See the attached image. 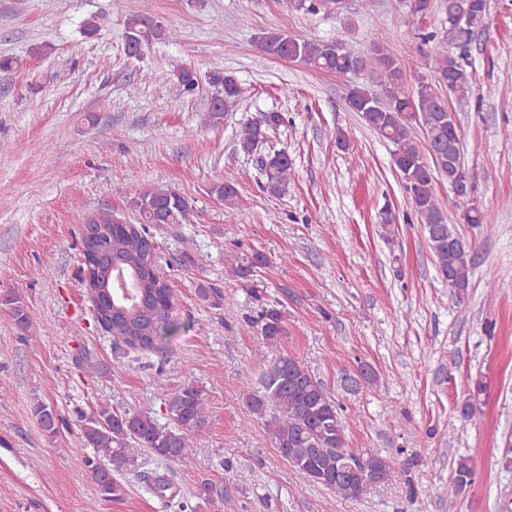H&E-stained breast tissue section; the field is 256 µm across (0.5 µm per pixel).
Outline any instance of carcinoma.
Segmentation results:
<instances>
[{"instance_id": "1", "label": "carcinoma", "mask_w": 512, "mask_h": 512, "mask_svg": "<svg viewBox=\"0 0 512 512\" xmlns=\"http://www.w3.org/2000/svg\"><path fill=\"white\" fill-rule=\"evenodd\" d=\"M134 0H113L112 8L124 14L125 53L138 57L145 47L156 41H173L177 32L162 20L136 10ZM442 10L450 15L443 41L459 50L454 55L434 51L426 62L431 77L421 75L415 84H408L399 60L384 44H375L370 54L362 55L341 41L324 42L297 38L278 29H264L256 38L260 52L281 60L302 63L312 69L347 75L370 71V84L350 83L346 99L352 111L384 141L392 145L391 167L396 171L409 195L411 207L421 224L427 244L435 257L437 268L457 301L467 298L472 277L470 247L448 223V214L440 203L431 181L440 174L448 184L464 180L458 157L448 156L456 149L455 118L440 88L446 87L449 98L467 102L475 94L473 75L467 70L469 46L486 19V0H443ZM173 78L180 90L192 94L198 88L196 73L187 67L174 71ZM208 83L212 87L208 107L209 118L217 124L224 114L240 105L244 89L232 75L215 71ZM283 122L279 112H260L239 134L237 150L251 155L267 133ZM421 128L428 135L435 155L440 157L427 165L423 146L413 135ZM265 176L263 190L279 196L286 190L293 175V160L285 151H276L258 158ZM211 195L227 207L238 205V190L230 182L212 184ZM135 222L116 219L109 209L98 210L86 218L99 231L95 245L109 255L112 265L122 270L134 283L136 295L130 299H106L107 289H100L93 299L96 321L114 340L143 351L156 348L162 336L178 331L172 317L173 292L163 278L158 265L157 245L152 227L187 224L193 212L192 204L180 192L154 184L138 191L131 200ZM466 223L490 232L493 217L476 209L467 214ZM230 274L257 302L261 310L255 324L264 339L277 343L288 335L284 312L263 302L265 284L257 278L255 269L264 265L263 254L229 256ZM12 305V317L18 330L25 335L35 332V317L22 299L13 294L6 298ZM242 416L244 420L260 419L282 457L309 481L347 498L356 499L366 491V478L378 477V484H389L408 477L414 458L401 463L388 460L369 449L346 450L342 404L332 397L321 380L301 362L282 357L258 383L245 376L240 379ZM484 391L483 383L473 382L462 402L461 413L475 415ZM277 413L266 416L269 405ZM162 424L152 410H114L100 405L80 416L81 442L85 448L96 449L93 456L71 449L77 466L96 485L105 501L122 498L125 489L117 475L132 466L126 449L131 444L146 449L167 464L183 462L195 448L197 437L204 429L208 405L204 391L193 381H187L163 399ZM32 412L44 433L55 436L63 418L56 409L42 401L33 404ZM474 470L469 460L459 459L453 466L448 482V512L456 508L457 499L473 483Z\"/></svg>"}]
</instances>
